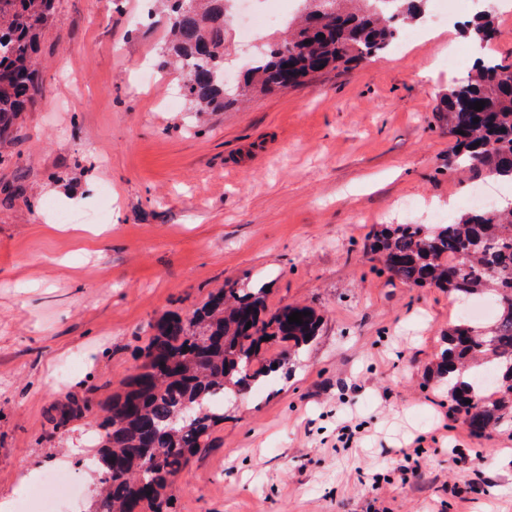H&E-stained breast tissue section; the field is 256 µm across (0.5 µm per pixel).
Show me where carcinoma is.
I'll return each instance as SVG.
<instances>
[{
    "mask_svg": "<svg viewBox=\"0 0 512 512\" xmlns=\"http://www.w3.org/2000/svg\"><path fill=\"white\" fill-rule=\"evenodd\" d=\"M314 0H305L298 33L265 43L231 89L224 78V0H173L171 45L182 72V96L190 112H215L252 91L299 87L328 69L378 56L398 40L401 27L424 11L426 0H319V27L308 26ZM52 0H0V142L40 91L35 61L38 39ZM483 49L496 35L483 11L464 24ZM483 101L482 110L474 102ZM454 157L488 179L512 182V63L488 58L475 72L448 86L441 99ZM479 122H474V119ZM371 250L385 268L411 288L435 287L461 301L487 298L489 321L448 323L444 348L430 374L448 386L450 411L469 432L482 437L512 423V207L472 209L448 224H381ZM304 312L303 323L288 316ZM311 308L285 306L268 313L264 289L231 283L209 294L192 315L164 316L140 349L143 362L112 395L94 438L90 464L100 473L101 493L93 512H160L165 490L213 427L224 420L215 397L240 395L275 371L257 369L262 338H278L298 349L317 335ZM471 403H465V400ZM90 409L71 402L50 416L52 431Z\"/></svg>",
    "mask_w": 512,
    "mask_h": 512,
    "instance_id": "cac0c4a2",
    "label": "carcinoma"
}]
</instances>
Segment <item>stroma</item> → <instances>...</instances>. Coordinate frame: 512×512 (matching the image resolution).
Listing matches in <instances>:
<instances>
[{
    "instance_id": "stroma-1",
    "label": "stroma",
    "mask_w": 512,
    "mask_h": 512,
    "mask_svg": "<svg viewBox=\"0 0 512 512\" xmlns=\"http://www.w3.org/2000/svg\"><path fill=\"white\" fill-rule=\"evenodd\" d=\"M471 14L199 113L165 107L180 73L161 63L164 0H54L41 92L0 144V498L64 464L91 504L99 480L75 451L101 416L56 434L49 416L104 403L157 320L235 282L265 289L271 312L312 307L320 331L225 404L167 512H512V427L472 436L428 372L462 304L407 287L368 248L379 224L447 223L481 184L449 171L439 112L470 69L446 46H465ZM77 196L102 235L35 207Z\"/></svg>"
}]
</instances>
